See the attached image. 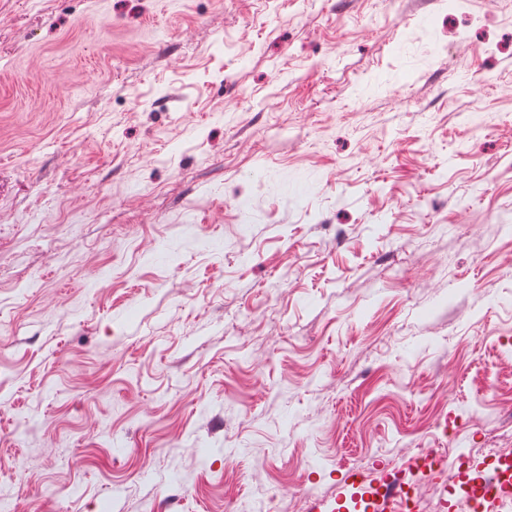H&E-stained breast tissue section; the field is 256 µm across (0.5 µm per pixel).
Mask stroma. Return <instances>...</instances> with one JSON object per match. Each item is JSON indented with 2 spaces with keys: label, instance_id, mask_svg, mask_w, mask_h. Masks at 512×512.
I'll list each match as a JSON object with an SVG mask.
<instances>
[{
  "label": "stroma",
  "instance_id": "stroma-1",
  "mask_svg": "<svg viewBox=\"0 0 512 512\" xmlns=\"http://www.w3.org/2000/svg\"><path fill=\"white\" fill-rule=\"evenodd\" d=\"M423 448L512 452V0H0L18 512H359Z\"/></svg>",
  "mask_w": 512,
  "mask_h": 512
}]
</instances>
